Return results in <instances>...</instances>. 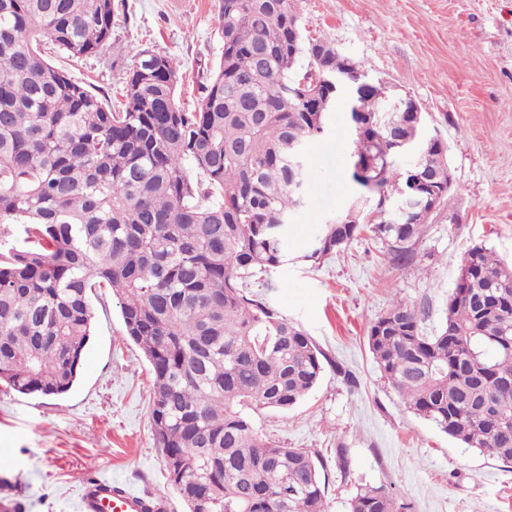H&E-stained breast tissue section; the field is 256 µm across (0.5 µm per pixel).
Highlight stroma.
<instances>
[{"instance_id":"stroma-1","label":"stroma","mask_w":512,"mask_h":512,"mask_svg":"<svg viewBox=\"0 0 512 512\" xmlns=\"http://www.w3.org/2000/svg\"><path fill=\"white\" fill-rule=\"evenodd\" d=\"M110 46L71 69L114 100L143 49L176 59L193 104L217 62L214 0H114ZM305 36L331 43L369 73L410 95L447 146L448 201L397 265L385 244L361 234L320 264L302 262L326 219L355 194L350 114L336 108L329 131L307 148L308 206L292 224L289 261L258 294L325 352L324 375L295 408L252 410L256 431L303 448L327 467L329 512H347L363 485L385 486L413 512H512V465L466 448L417 417L383 379L365 336L395 300L424 310L427 331L445 321L448 294L466 250L485 244L512 263V0H299ZM153 377L129 340L119 305H96L94 336L67 395H23L0 385V506L80 512L87 472L186 507L167 479L151 432ZM345 449L348 472L336 466Z\"/></svg>"}]
</instances>
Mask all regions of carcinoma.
<instances>
[{
	"label": "carcinoma",
	"instance_id": "cac0c4a2",
	"mask_svg": "<svg viewBox=\"0 0 512 512\" xmlns=\"http://www.w3.org/2000/svg\"><path fill=\"white\" fill-rule=\"evenodd\" d=\"M223 50L193 109L167 55L141 51L115 108L43 46L80 61L111 39L113 0H0V384L58 397L75 385L98 290L116 298L124 333L153 375L151 425L188 512H328L326 467L260 436L247 410L287 411L319 384L327 357L299 326L245 294L288 261L297 148L320 137L335 94L299 87L297 0H216ZM320 65L348 58L319 41ZM377 81L359 102L352 179L386 194L413 182L448 200L447 147L394 168L411 119L380 111ZM433 210L363 223L346 210L303 256L314 263L362 231L399 262ZM23 243L2 240L8 225ZM394 302L369 323L380 372L416 415L468 448L512 464V265L483 244L466 252L445 324ZM383 486L357 489L349 512H411Z\"/></svg>",
	"mask_w": 512,
	"mask_h": 512
}]
</instances>
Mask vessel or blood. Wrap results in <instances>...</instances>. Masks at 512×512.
Masks as SVG:
<instances>
[{"label": "vessel or blood", "mask_w": 512, "mask_h": 512, "mask_svg": "<svg viewBox=\"0 0 512 512\" xmlns=\"http://www.w3.org/2000/svg\"><path fill=\"white\" fill-rule=\"evenodd\" d=\"M81 512H169V504L163 496L138 493L94 477L83 483Z\"/></svg>", "instance_id": "1"}]
</instances>
